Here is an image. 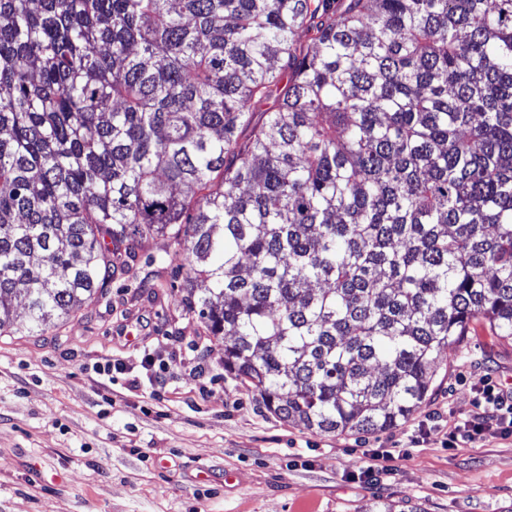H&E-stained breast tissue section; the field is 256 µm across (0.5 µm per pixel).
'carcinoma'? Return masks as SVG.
Listing matches in <instances>:
<instances>
[{
	"label": "carcinoma",
	"instance_id": "obj_1",
	"mask_svg": "<svg viewBox=\"0 0 512 512\" xmlns=\"http://www.w3.org/2000/svg\"><path fill=\"white\" fill-rule=\"evenodd\" d=\"M149 240L276 415L407 419L512 340V0H0V334Z\"/></svg>",
	"mask_w": 512,
	"mask_h": 512
}]
</instances>
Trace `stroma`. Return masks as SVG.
I'll return each mask as SVG.
<instances>
[{"label": "stroma", "instance_id": "stroma-1", "mask_svg": "<svg viewBox=\"0 0 512 512\" xmlns=\"http://www.w3.org/2000/svg\"><path fill=\"white\" fill-rule=\"evenodd\" d=\"M173 268L144 243L43 336L17 298V332L0 335V512H512V437L445 445L476 385L512 391V341L478 325L408 419L320 435L225 372ZM376 452L387 468L365 474Z\"/></svg>", "mask_w": 512, "mask_h": 512}]
</instances>
